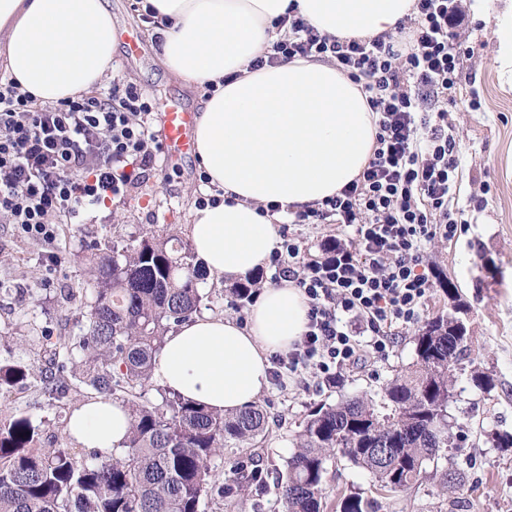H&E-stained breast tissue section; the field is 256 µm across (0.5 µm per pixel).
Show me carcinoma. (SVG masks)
<instances>
[{
    "label": "carcinoma",
    "mask_w": 512,
    "mask_h": 512,
    "mask_svg": "<svg viewBox=\"0 0 512 512\" xmlns=\"http://www.w3.org/2000/svg\"><path fill=\"white\" fill-rule=\"evenodd\" d=\"M204 276L190 245L145 232L93 259L90 288L80 301V336L42 333L44 362L0 363V387L32 379L62 402L85 387L93 400L124 406L131 427L124 452L79 458L45 442L25 415L0 421V512H202L206 500H231L261 470L221 481L211 461L226 448L258 447L268 425L255 402L213 412L157 389L144 398L167 333L190 320L203 301ZM259 276L231 289L235 304L253 299ZM456 317L428 322L414 338L415 359L381 387L378 397L344 396L311 411L283 466L264 472L285 512H324L327 460L340 454L370 473L376 489L402 492L426 474L425 464L448 447V405L469 351ZM339 512H370L358 493Z\"/></svg>",
    "instance_id": "cac0c4a2"
}]
</instances>
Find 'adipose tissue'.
I'll use <instances>...</instances> for the list:
<instances>
[{
    "mask_svg": "<svg viewBox=\"0 0 512 512\" xmlns=\"http://www.w3.org/2000/svg\"><path fill=\"white\" fill-rule=\"evenodd\" d=\"M154 8L161 63L184 82L215 84L194 128L217 206L193 208L190 238L210 277L232 283L265 267L279 239L260 206L284 209L334 196L367 165L376 126L353 79L334 64L297 59L251 69L272 22L296 5L320 33L349 38L394 30L413 0H143ZM118 36L108 0H0V66L39 102L53 103L112 75ZM308 301L289 280L263 288L246 323L194 316L168 333L153 379L222 413L267 388L269 356L306 329ZM130 416L118 403L77 408L66 433L108 457Z\"/></svg>",
    "mask_w": 512,
    "mask_h": 512,
    "instance_id": "obj_1",
    "label": "adipose tissue"
}]
</instances>
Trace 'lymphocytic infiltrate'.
<instances>
[{
  "instance_id": "f902f5d3",
  "label": "lymphocytic infiltrate",
  "mask_w": 512,
  "mask_h": 512,
  "mask_svg": "<svg viewBox=\"0 0 512 512\" xmlns=\"http://www.w3.org/2000/svg\"><path fill=\"white\" fill-rule=\"evenodd\" d=\"M467 18L463 0H415L395 30L376 36L319 34L289 6L254 67L298 58L336 64L359 84L377 126L372 156L339 194L292 212L294 224L351 230L301 261V241L281 234L270 264L305 294L308 323L275 355L291 371L331 382L359 362L382 360L398 330L418 324L432 282L428 244L462 227L449 209L459 166L445 106L454 98ZM153 95L126 79L108 90L38 104L17 81L0 83V223L52 251L60 217L124 198L148 179L162 152L151 126Z\"/></svg>"
}]
</instances>
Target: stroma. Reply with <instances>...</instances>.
Returning a JSON list of instances; mask_svg holds the SVG:
<instances>
[{"instance_id": "obj_1", "label": "stroma", "mask_w": 512, "mask_h": 512, "mask_svg": "<svg viewBox=\"0 0 512 512\" xmlns=\"http://www.w3.org/2000/svg\"><path fill=\"white\" fill-rule=\"evenodd\" d=\"M512 0H494L484 11H471L466 29L468 52L458 73L456 102L448 107V131L458 144L461 166L454 201L462 209L463 231L453 240L426 248L434 283L423 305V320L454 314L471 336L470 362L460 375L451 416V445L426 465V474L403 492L377 494L368 472L346 458L328 460L324 482L325 512H336L340 497L360 493L372 499L374 512H512V447H496L495 433L512 434V77L498 60L496 32ZM112 18L121 32L133 33L143 48L138 57L119 48L116 74L153 93L156 101L177 100L201 112L204 90L189 87L156 59V42L148 32L136 0H112ZM479 110H471V96ZM197 156L158 168L146 183L124 199L84 210L79 223L66 224L57 243L60 265L45 266L44 246L17 235L0 223V360L41 366L42 329L78 335L80 315L57 300L62 288L84 291L92 250L146 231L188 240L190 213L199 193ZM416 327L400 330L388 358L365 361L343 371V383L332 386L312 370L282 372L271 378L261 396L268 412L264 462L283 465L294 451L303 420L322 404L344 395H372L414 360ZM489 375L492 384L477 388L471 372ZM20 412L70 446L57 429L56 401L38 389L0 390V418ZM455 469L465 485L450 491L444 475Z\"/></svg>"}]
</instances>
